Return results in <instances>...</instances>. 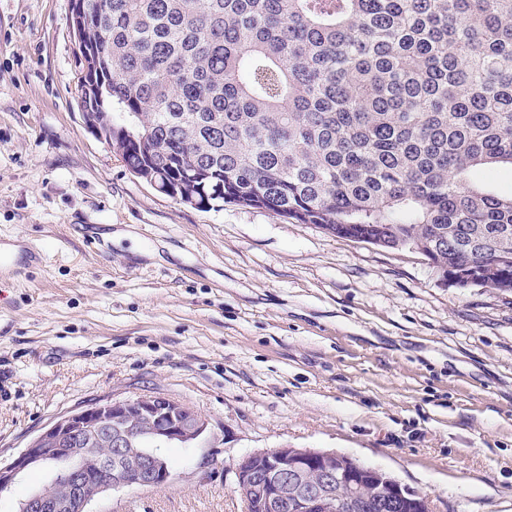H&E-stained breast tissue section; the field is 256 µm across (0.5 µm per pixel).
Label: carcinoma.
Wrapping results in <instances>:
<instances>
[{
	"instance_id": "obj_1",
	"label": "carcinoma",
	"mask_w": 512,
	"mask_h": 512,
	"mask_svg": "<svg viewBox=\"0 0 512 512\" xmlns=\"http://www.w3.org/2000/svg\"><path fill=\"white\" fill-rule=\"evenodd\" d=\"M78 106L138 178L512 292V0H84ZM479 178L494 193L512 194V169L508 166L485 170L480 173Z\"/></svg>"
}]
</instances>
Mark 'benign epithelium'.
I'll return each instance as SVG.
<instances>
[{
	"mask_svg": "<svg viewBox=\"0 0 512 512\" xmlns=\"http://www.w3.org/2000/svg\"><path fill=\"white\" fill-rule=\"evenodd\" d=\"M207 429L205 418L163 396L98 401L59 417L0 464V494L22 475L39 471L44 482L17 512H92L93 503L115 490L171 482L169 460L154 449L131 447L134 438L187 447ZM91 432L107 437V447H81ZM235 477L257 500L258 512H392L396 502L408 499L419 512H429L423 497L389 473L330 451L286 447L250 453L238 460ZM338 487L347 489L349 499L336 495Z\"/></svg>",
	"mask_w": 512,
	"mask_h": 512,
	"instance_id": "7a95c632",
	"label": "benign epithelium"
}]
</instances>
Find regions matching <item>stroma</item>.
Returning a JSON list of instances; mask_svg holds the SVG:
<instances>
[{
  "instance_id": "1",
  "label": "stroma",
  "mask_w": 512,
  "mask_h": 512,
  "mask_svg": "<svg viewBox=\"0 0 512 512\" xmlns=\"http://www.w3.org/2000/svg\"><path fill=\"white\" fill-rule=\"evenodd\" d=\"M70 0H0V460L60 416L161 395L208 422L173 479L96 512H245L249 453L314 448L389 472L431 512H512V293L266 209L156 191L78 107ZM94 224L103 247L87 244ZM17 248L18 252H15ZM43 259L40 249L29 241L13 240L11 243L0 240V275L1 273L16 274L20 264L39 263Z\"/></svg>"
}]
</instances>
